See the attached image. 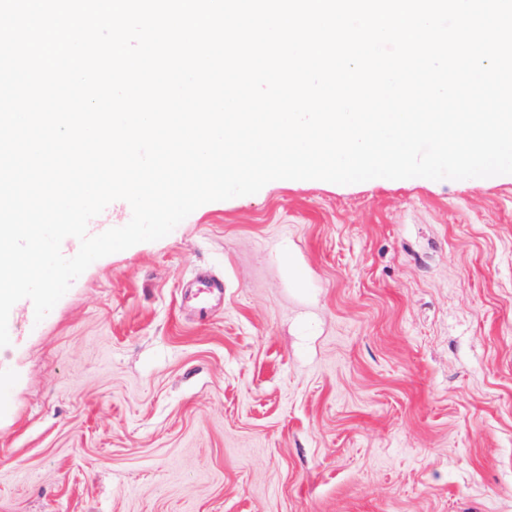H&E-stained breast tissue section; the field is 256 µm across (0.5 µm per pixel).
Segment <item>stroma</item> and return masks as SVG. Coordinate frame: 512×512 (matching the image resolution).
<instances>
[{"label": "stroma", "mask_w": 512, "mask_h": 512, "mask_svg": "<svg viewBox=\"0 0 512 512\" xmlns=\"http://www.w3.org/2000/svg\"><path fill=\"white\" fill-rule=\"evenodd\" d=\"M8 326L0 512H512L511 178L274 180Z\"/></svg>", "instance_id": "35a3bbf8"}]
</instances>
